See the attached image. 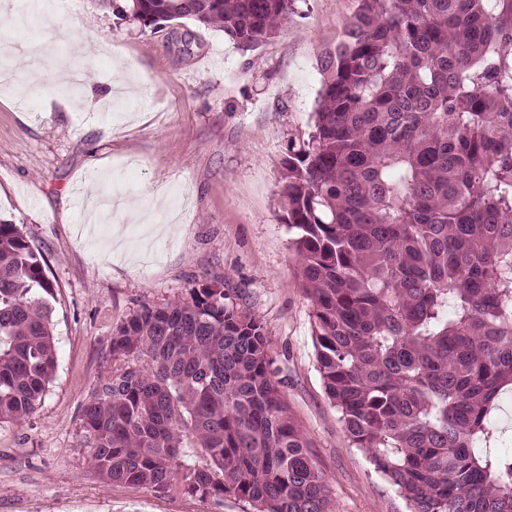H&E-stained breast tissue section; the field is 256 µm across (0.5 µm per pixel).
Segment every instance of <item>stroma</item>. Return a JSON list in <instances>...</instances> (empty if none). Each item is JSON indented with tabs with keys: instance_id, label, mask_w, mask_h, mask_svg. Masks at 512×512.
Listing matches in <instances>:
<instances>
[{
	"instance_id": "35a3bbf8",
	"label": "stroma",
	"mask_w": 512,
	"mask_h": 512,
	"mask_svg": "<svg viewBox=\"0 0 512 512\" xmlns=\"http://www.w3.org/2000/svg\"><path fill=\"white\" fill-rule=\"evenodd\" d=\"M353 8L298 0L279 36L244 51L192 20L153 29L118 19L104 0H0V220L45 257L58 347L39 409L0 421V512H249L234 499L106 481L81 432L89 393L112 368L113 326L216 277L240 288L264 324L334 512H406L349 446L324 394L310 303L280 220L286 145L311 130L318 57ZM77 27L87 33L79 49ZM63 66L83 72L82 89L61 83ZM137 208L174 227L149 263Z\"/></svg>"
}]
</instances>
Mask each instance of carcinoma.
Masks as SVG:
<instances>
[{
    "label": "carcinoma",
    "instance_id": "cac0c4a2",
    "mask_svg": "<svg viewBox=\"0 0 512 512\" xmlns=\"http://www.w3.org/2000/svg\"><path fill=\"white\" fill-rule=\"evenodd\" d=\"M312 132L288 141L282 223L310 301L317 371L349 445L408 512H512L489 419L512 390V0H354ZM297 0H124L145 26L193 19L238 45ZM43 253L0 223V420L32 414L57 363ZM81 414L112 482L333 512L264 325L212 278L112 328ZM199 448L203 461L183 460Z\"/></svg>",
    "mask_w": 512,
    "mask_h": 512
}]
</instances>
